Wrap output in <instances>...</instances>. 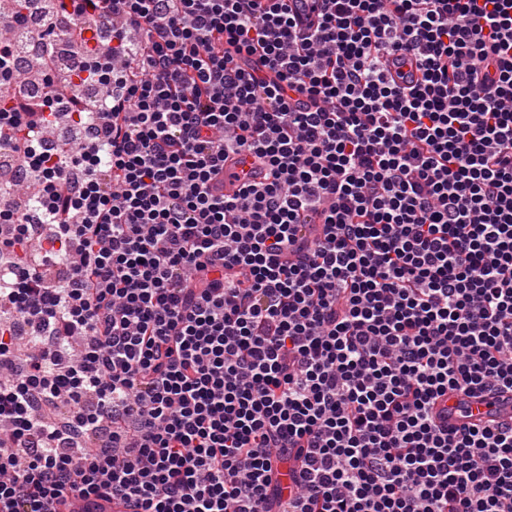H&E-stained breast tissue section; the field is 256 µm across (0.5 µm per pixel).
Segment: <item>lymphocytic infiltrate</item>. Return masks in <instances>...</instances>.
I'll return each instance as SVG.
<instances>
[{"instance_id": "lymphocytic-infiltrate-1", "label": "lymphocytic infiltrate", "mask_w": 512, "mask_h": 512, "mask_svg": "<svg viewBox=\"0 0 512 512\" xmlns=\"http://www.w3.org/2000/svg\"><path fill=\"white\" fill-rule=\"evenodd\" d=\"M60 2L108 94L12 18L0 195L55 248L0 205V512H512V424L436 409L512 391V0ZM264 172L255 167L252 159L245 155L235 156L232 161L226 165L224 174V191H230L236 188L240 182L247 178L250 181L260 180ZM68 512H133L123 503L88 501L83 499H74L71 501Z\"/></svg>"}]
</instances>
